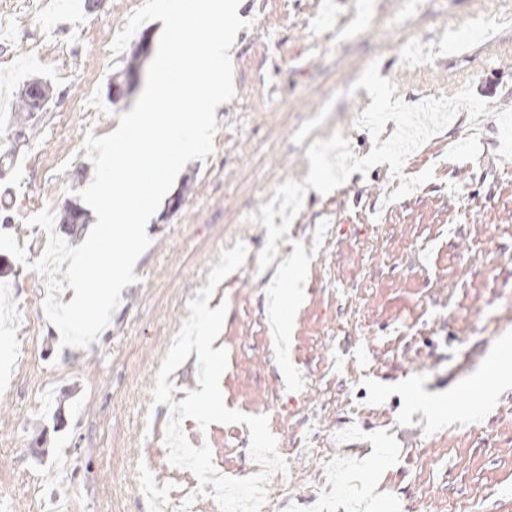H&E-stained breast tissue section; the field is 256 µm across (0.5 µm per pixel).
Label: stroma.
<instances>
[{"label":"stroma","mask_w":512,"mask_h":512,"mask_svg":"<svg viewBox=\"0 0 512 512\" xmlns=\"http://www.w3.org/2000/svg\"><path fill=\"white\" fill-rule=\"evenodd\" d=\"M143 2L88 11L62 0L48 18L37 0H0L11 23L0 38V216L11 215L5 230L28 259L49 234L29 218L61 211L86 186L75 177L92 165L86 134L113 132L140 95L112 103L108 83L131 57L112 53V31ZM241 3L252 25L236 36L235 96L216 114L214 151L179 173L193 182L180 209L149 220L138 281L98 340L61 346L37 272L0 251V485L10 488L0 506L52 512L35 482L46 472L76 512H154L142 482L177 495L189 485L168 465L169 407L151 396L187 302L222 250L244 240L261 252L267 230L249 216L268 190L304 181L314 142L338 131L369 154L356 122L372 98L353 84L375 62L405 103L469 84L489 112L460 110L412 153L404 175L434 177L401 200H386V163L328 194L308 189L277 262L218 285L208 306H228L214 342L228 352L223 399L277 430L288 476L269 481L276 512H315L325 492L340 512H512V385L488 395L473 383L512 336V0H371L364 31L332 38L312 26L325 0ZM32 75L50 81L53 99L20 138L12 112ZM474 134L478 159L449 160ZM488 249L508 263L487 271ZM298 250L302 297L283 333L282 271ZM183 431L225 476H249L247 425L188 419Z\"/></svg>","instance_id":"35a3bbf8"}]
</instances>
